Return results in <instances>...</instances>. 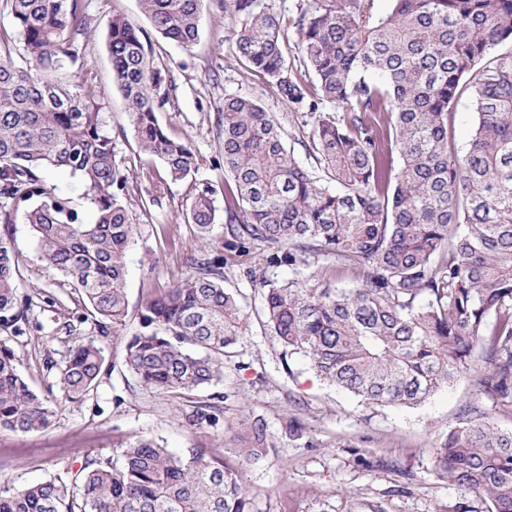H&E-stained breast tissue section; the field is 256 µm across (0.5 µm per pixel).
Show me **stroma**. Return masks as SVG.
I'll return each instance as SVG.
<instances>
[{"mask_svg": "<svg viewBox=\"0 0 512 512\" xmlns=\"http://www.w3.org/2000/svg\"><path fill=\"white\" fill-rule=\"evenodd\" d=\"M206 0L200 41L184 48L154 33L139 0H87L92 32L81 65L73 75L92 74L91 87L105 104L113 146L125 162L135 192L129 207L137 233L128 252L127 299L122 339L103 338L115 369L101 376L94 392L80 404L65 403L55 372L45 367L49 350L95 333V321L80 295L62 275L47 269L23 214L12 226L20 254L18 286L33 300L30 327L20 337L0 327V347L17 356V368L38 395L57 401L54 424L45 431L18 433L0 429V487L20 486L61 475L75 477L86 456L112 455L127 440L145 436L177 454L195 448L235 449L246 445L251 424L262 420L268 450L242 466V483L253 512H491L487 496L440 477L434 450L463 411L478 408L500 429L512 430V414L476 385L483 361L474 371L439 389L415 407L366 405L330 386L299 353L284 349L260 321L263 290L244 276L264 244L249 254L229 258L224 285L241 296L249 325L231 363L213 384L177 397L144 393L121 364L123 339L139 326V303L149 289L163 290L182 280L186 259L203 245L195 225L184 218L193 183L221 186L217 112L224 98L237 95L256 101L276 120L295 159L308 170L316 164L306 149L308 127L297 108L282 100L235 56L238 21ZM120 13L147 33L165 75L177 85L174 98L158 117L172 134L186 138L196 157L192 180L167 178L161 162L144 164L132 132L127 103L112 77L106 23ZM161 190L158 202L150 191ZM321 272V284L346 287L350 278L322 257L308 266L270 268L268 279H309ZM218 407L217 425L190 426L197 406Z\"/></svg>", "mask_w": 512, "mask_h": 512, "instance_id": "obj_1", "label": "stroma"}]
</instances>
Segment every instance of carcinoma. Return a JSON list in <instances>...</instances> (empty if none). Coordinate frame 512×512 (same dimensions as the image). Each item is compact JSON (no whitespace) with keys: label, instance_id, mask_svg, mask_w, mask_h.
Segmentation results:
<instances>
[{"label":"carcinoma","instance_id":"cac0c4a2","mask_svg":"<svg viewBox=\"0 0 512 512\" xmlns=\"http://www.w3.org/2000/svg\"><path fill=\"white\" fill-rule=\"evenodd\" d=\"M164 38L190 48L204 0H139ZM312 0L300 8L290 64L280 19L257 0H220L241 22L237 58L277 94L314 115L310 147L333 189L288 150L272 115L227 96L218 113L223 206L195 185L187 222L210 254L187 259V276L142 298L139 328L123 337V365L152 394L181 395L219 379L247 316L224 287V252L248 242L269 267L309 265L331 255L350 270L348 288L263 279L267 330L303 354L328 383L370 405L417 406L474 367L481 391L512 407V0ZM14 30L0 29V325L27 333L31 302L20 295L11 226L19 207L42 260L92 307L97 334L47 355L63 399L84 401L108 365L101 338L126 324L127 254L137 231L125 199L130 182L93 91L73 89L65 71L83 57L86 0H0ZM23 40L26 66L13 59ZM114 80L140 149L173 181L195 174L196 155L158 120L176 89L150 41L122 14L107 21ZM471 98L468 148L451 144L454 106ZM402 163L392 178L386 156ZM82 180L88 213L42 176ZM226 239H208L220 220ZM57 415L0 349V428L43 431ZM267 452L251 426L254 462ZM440 475L483 492L492 512H512V431L470 408L436 448ZM80 483L58 475L0 488V512H252L238 470L200 449L182 457L137 437L116 457H86Z\"/></svg>","mask_w":512,"mask_h":512}]
</instances>
